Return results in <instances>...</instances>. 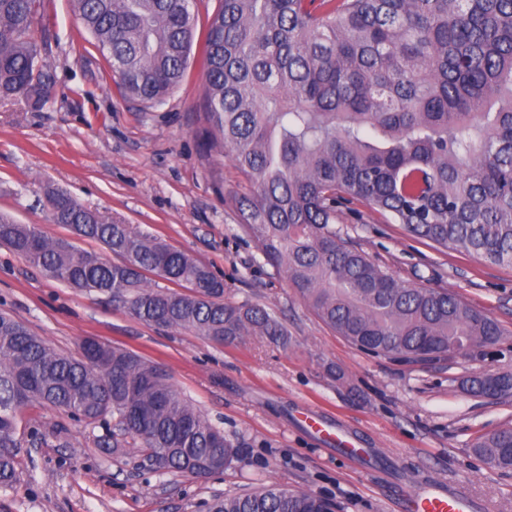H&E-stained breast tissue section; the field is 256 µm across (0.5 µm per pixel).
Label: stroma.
Masks as SVG:
<instances>
[{
  "label": "stroma",
  "mask_w": 512,
  "mask_h": 512,
  "mask_svg": "<svg viewBox=\"0 0 512 512\" xmlns=\"http://www.w3.org/2000/svg\"><path fill=\"white\" fill-rule=\"evenodd\" d=\"M36 38L54 76L44 106L0 100V211L45 235L46 193L59 190L139 226L208 265L224 300L274 313L284 346L260 336L231 345L135 320L104 299L67 288L0 247V311L51 348L81 339L125 348L162 365L183 397L239 446V459L205 479L158 469L141 448H98L84 423L32 405L46 443L22 442V480L0 489V512H210L218 499L277 483L324 497L336 512H399L403 493L453 482L487 512H512V470L472 452L480 436L512 424V397L466 393L463 379L512 372V267L414 239L366 206L335 227L382 271L445 288L494 319V357L475 352L420 364L365 353L326 326L238 224L232 197L249 183L228 150H207L205 74L197 30L191 63L160 104L126 98L71 0H44ZM314 408L340 421L364 450L351 460L319 444L304 422Z\"/></svg>",
  "instance_id": "obj_1"
}]
</instances>
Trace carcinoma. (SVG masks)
Segmentation results:
<instances>
[{
    "label": "carcinoma",
    "instance_id": "obj_1",
    "mask_svg": "<svg viewBox=\"0 0 512 512\" xmlns=\"http://www.w3.org/2000/svg\"><path fill=\"white\" fill-rule=\"evenodd\" d=\"M113 80L145 104L162 101L187 69L192 0H73ZM209 21L203 109L211 147L231 151L250 189L234 196L238 224L315 314L358 349L406 362L469 354L498 342L495 320L447 289L401 282L336 231V209L359 202L404 230L486 263L512 266V0H221ZM40 0H0V97L43 106L54 84L38 65ZM49 221L121 257L0 213V245L76 292L102 294L159 329L224 343L287 332L266 309L222 302L224 282L140 228L48 194ZM171 283L161 286L148 275ZM494 381L472 378L483 397ZM34 403L103 433L102 448H143L161 469L194 478L238 456L169 382L128 350L83 340L58 353L0 314V488L22 480L19 432ZM512 427L474 452L512 468ZM212 512H335L280 484L226 496Z\"/></svg>",
    "mask_w": 512,
    "mask_h": 512
}]
</instances>
